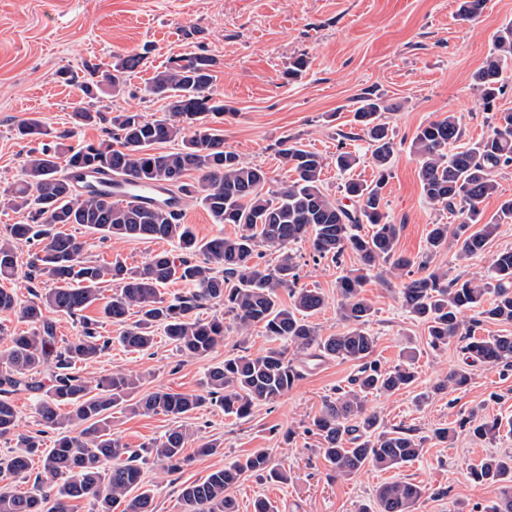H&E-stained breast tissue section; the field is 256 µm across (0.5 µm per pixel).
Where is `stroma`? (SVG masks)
Wrapping results in <instances>:
<instances>
[{
	"instance_id": "35a3bbf8",
	"label": "stroma",
	"mask_w": 512,
	"mask_h": 512,
	"mask_svg": "<svg viewBox=\"0 0 512 512\" xmlns=\"http://www.w3.org/2000/svg\"><path fill=\"white\" fill-rule=\"evenodd\" d=\"M460 0H0V191L18 182L37 141L16 136L19 122L38 117L52 137L68 136L70 144L107 138L106 120L74 127L71 113L81 99L77 86L60 82L57 73L68 68L83 72L96 66L109 70L116 56L152 45L143 66L128 74L122 96L103 92L99 107L110 114L138 110L161 116L162 101L146 88L170 57L201 49L221 61L217 88L231 109L224 118V145L244 160L265 167L272 187L287 176L278 156L284 138H296L305 149L326 159L323 185L341 197L346 178L370 181L375 170L369 145L353 121L358 99L372 91L388 106L382 115L397 143L391 176L383 191L384 211L397 224V252L417 259L427 252L428 233L435 224L461 223L428 204L421 191L417 161L409 147L419 126L455 114L463 139L486 138L491 128L487 113L473 90L472 76L495 51V35L512 24V0H485L483 11L463 20ZM305 57L308 68L294 81L285 72L295 58ZM359 156L351 175L335 164L338 149ZM69 233L84 243L85 257L109 262L122 258L138 266L152 255L171 250L167 241L100 239L72 225ZM512 248V224L499 225L484 253L460 262L456 244L429 254L430 265L479 276L492 256ZM300 266V286L320 289L324 307L310 321L322 335L343 331L337 311L339 277L360 263L346 253L342 263L313 261L309 241L289 247ZM395 276L369 272L364 294L375 310L368 328L376 336L374 355L387 367L399 363L404 347L416 351L417 378L407 389L373 394L367 405L384 425L417 428L427 440L421 456L397 468L372 466L348 479H333L319 453L317 438L307 426L323 399L353 374L349 362H322L287 394L257 405L244 420L225 416L206 405L184 420L195 430L185 455L187 465L177 474L162 476L156 467L145 470V481L157 489L156 512H181L182 484L203 480L213 470L257 451H266L284 469L287 481H261L243 476L229 490L238 512H252L256 497L267 498L275 512H360L375 507L381 484L409 480L425 490L415 512H483L499 495L497 487L474 482L470 466L490 454L512 453V370L475 365L462 390L431 394V387L450 370L464 365L459 342L435 351L427 342V327L402 307ZM241 341L228 331L223 345L201 358L179 354L157 337L154 347L127 352L112 344L95 362L84 366L87 376L120 370L141 376L146 391L203 393L207 371L224 360ZM429 393L418 403L421 393ZM498 418L500 437L494 442L474 438L459 422L470 412ZM175 425L162 414L112 412V429L127 446L140 448L161 440ZM455 428L447 443L432 440L433 429ZM215 439L223 450L199 454L201 439Z\"/></svg>"
}]
</instances>
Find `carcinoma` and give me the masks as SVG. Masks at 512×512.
<instances>
[{"instance_id":"cac0c4a2","label":"carcinoma","mask_w":512,"mask_h":512,"mask_svg":"<svg viewBox=\"0 0 512 512\" xmlns=\"http://www.w3.org/2000/svg\"><path fill=\"white\" fill-rule=\"evenodd\" d=\"M149 54L146 47L116 59L103 77L112 96L124 94L125 73ZM510 58L512 27L507 26L497 36L496 54L473 75L480 100L493 112L488 137L460 145L463 130L453 113L419 127L413 136L410 151L418 161L425 199L465 215L453 228L432 225L431 254L448 247L451 236L459 245L456 258L470 260L485 251L498 225L512 222V198L503 201L496 217L485 224L478 208L496 192L494 171L512 166V111H495L506 90L502 71ZM218 67L219 60L205 50L170 59L147 88L149 95L166 101L163 115L115 112L107 140L76 147L45 144L29 155L21 182L0 194L1 207L26 212L24 223L9 225L7 235L0 237V280L13 279L24 265L30 291V299L21 302L13 289L0 287V312L16 313L30 325L10 337L9 346L0 352V438L12 436L16 441V451L0 457V474L27 473L30 456L40 447L35 437L18 432L12 394L22 390L36 394L41 422L59 431L53 447L43 453V474L35 477L28 492L0 491V512H72L71 501L77 499L94 501L97 512H116L119 507L122 512H155L154 490L144 484L145 465H158L165 474L178 473L187 462L189 429L178 425L159 442L130 448L112 432L110 410L182 419L214 403L224 414L244 419L253 407L288 393L305 377L308 360L357 365L347 384L324 398L320 414L306 429L319 437V452L331 478L353 476L369 465L385 469L417 459L427 437L414 428L384 427L367 406L370 394L392 393L413 384L415 353L407 352V362L392 368L373 357L376 337L368 323L374 309L363 294L366 277L360 273L345 275L337 284L338 313L346 330L320 334L308 317L324 306L325 297L317 288L298 286L299 265L288 252L289 244L306 237L318 260L339 263L350 249L362 269L403 278L402 306L427 326L432 349L463 339L466 365L512 368V335H476L484 322H512V249L498 252L478 278H450L425 260L416 263L397 254L398 227L382 211L383 190L397 150L382 122L384 101L366 92L354 113L369 142L377 173L372 182L350 177L342 186L343 197H331L321 179L325 159L288 138L280 143L278 156L293 178L271 190L266 188L271 178L265 169L225 149L223 130L213 127L226 111L214 89ZM60 75L78 84L88 99L87 105L72 112L75 125L104 120L94 108L103 82L94 80L96 70H88L82 78L70 70ZM42 134L37 118L17 126L21 138ZM171 143L174 147L160 150ZM78 169L110 172L122 182L168 190L183 200L200 199L213 223L233 224L238 232L202 242L181 223L182 213L163 205L76 192L69 173ZM364 223L371 225V234L358 233ZM479 223L480 229L471 230ZM59 224L79 225L103 239L172 242L180 256L158 253L137 267L118 257L97 264L83 256L84 243L57 229ZM20 243L32 248L24 263ZM261 247L277 252L276 261H256ZM175 280L190 290L167 301L161 288ZM108 282L116 285V291L103 306V314L122 326L118 339L130 351L150 349L160 330L181 355H209L224 342V319L204 318L198 311L214 305L224 306L241 338L259 325L274 346L256 355L240 350L224 357L223 364L206 374L203 395L145 392L140 376L122 371L93 381L81 375L77 365L99 358L112 338L84 319L82 311L99 300L100 285ZM281 289L288 293V306L280 299ZM473 308L479 309V318L463 320L462 313ZM51 313L78 319L81 334L71 341L58 339ZM132 313L136 320L130 323ZM469 382L466 369H454L433 391L461 390ZM466 425L474 437L488 441L495 440L501 428L498 419H479L474 412L459 423ZM247 473L262 480H288L267 453L255 452L185 485L182 512H237L227 491ZM470 475L479 483L501 486L502 496L490 512H512L511 454L486 456ZM423 495V488L411 481L385 483L375 494L378 512H414Z\"/></svg>"}]
</instances>
